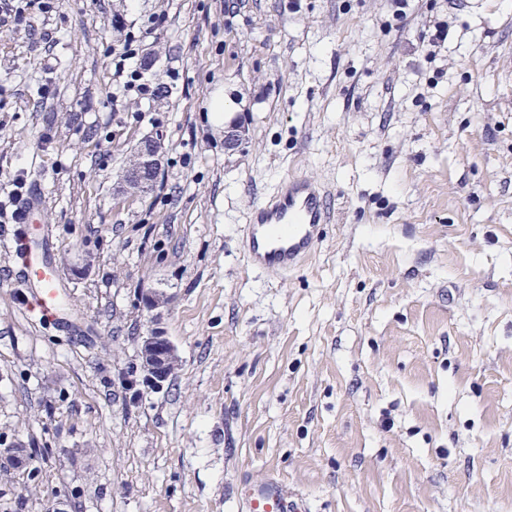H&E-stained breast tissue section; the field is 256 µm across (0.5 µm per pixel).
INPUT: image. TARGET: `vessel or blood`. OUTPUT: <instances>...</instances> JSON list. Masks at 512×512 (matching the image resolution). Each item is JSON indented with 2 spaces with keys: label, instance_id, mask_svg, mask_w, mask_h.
<instances>
[{
  "label": "vessel or blood",
  "instance_id": "vessel-or-blood-1",
  "mask_svg": "<svg viewBox=\"0 0 512 512\" xmlns=\"http://www.w3.org/2000/svg\"><path fill=\"white\" fill-rule=\"evenodd\" d=\"M42 200L32 196L23 203L14 254L32 284L29 310L42 320H57L62 307L59 283L50 275L45 257L32 253L29 226ZM331 220L325 190L317 182L293 175L284 179L275 195L251 212L245 240L249 265L264 272L288 273L299 269L315 251L324 224ZM239 495L246 512H311L309 500L284 481L243 482Z\"/></svg>",
  "mask_w": 512,
  "mask_h": 512
}]
</instances>
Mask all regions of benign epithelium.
<instances>
[{"label": "benign epithelium", "instance_id": "1", "mask_svg": "<svg viewBox=\"0 0 512 512\" xmlns=\"http://www.w3.org/2000/svg\"><path fill=\"white\" fill-rule=\"evenodd\" d=\"M161 166L162 156L157 141L152 138L142 140L118 191L131 196L146 193L156 182ZM140 302L150 313V326L140 341L143 383L152 390H160L169 380L168 370L174 371L178 366L174 346L165 330L158 326L159 309L168 304V297L150 288L141 292Z\"/></svg>", "mask_w": 512, "mask_h": 512}]
</instances>
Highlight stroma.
Returning a JSON list of instances; mask_svg holds the SVG:
<instances>
[{
	"label": "stroma",
	"mask_w": 512,
	"mask_h": 512,
	"mask_svg": "<svg viewBox=\"0 0 512 512\" xmlns=\"http://www.w3.org/2000/svg\"><path fill=\"white\" fill-rule=\"evenodd\" d=\"M0 0V201L26 176L73 332L31 315L0 213V512H512V5ZM445 41L434 42L437 27ZM139 45L154 101L112 100ZM247 139L224 150L210 105ZM146 136L162 169L112 189ZM290 175L333 220L308 263L247 264ZM168 305L179 360L129 389ZM168 297L156 289L142 290L140 302L149 313L150 326L140 341L141 367L145 373L143 383L151 390L163 389L178 366L175 349L165 330L159 327V309L168 304ZM168 368L171 373L168 374ZM247 512H310L309 500L284 481L271 477L261 483L245 481L239 490Z\"/></svg>",
	"instance_id": "stroma-1"
}]
</instances>
